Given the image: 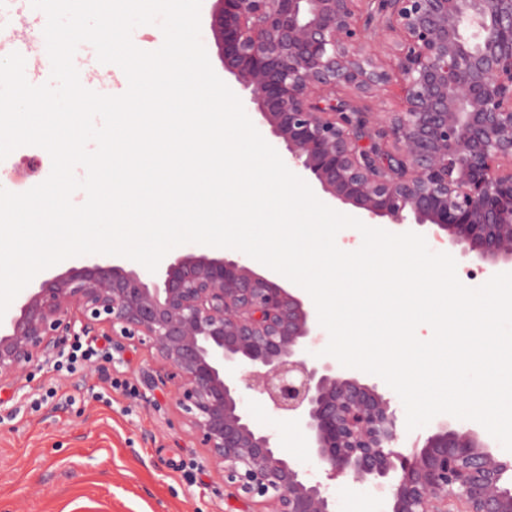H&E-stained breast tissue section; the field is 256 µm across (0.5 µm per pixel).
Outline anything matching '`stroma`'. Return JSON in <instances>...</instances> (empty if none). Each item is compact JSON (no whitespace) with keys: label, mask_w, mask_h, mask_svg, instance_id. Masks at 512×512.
I'll return each mask as SVG.
<instances>
[{"label":"stroma","mask_w":512,"mask_h":512,"mask_svg":"<svg viewBox=\"0 0 512 512\" xmlns=\"http://www.w3.org/2000/svg\"><path fill=\"white\" fill-rule=\"evenodd\" d=\"M51 168L43 148L19 147L0 161V187H34ZM161 370L154 351L129 345L72 373L33 368L22 391L0 393V512H244L170 397L146 388ZM244 401L279 443L296 441L300 468H315L307 435L253 394Z\"/></svg>","instance_id":"obj_1"}]
</instances>
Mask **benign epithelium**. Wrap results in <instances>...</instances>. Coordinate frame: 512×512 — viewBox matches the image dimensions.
I'll return each instance as SVG.
<instances>
[{"label":"benign epithelium","mask_w":512,"mask_h":512,"mask_svg":"<svg viewBox=\"0 0 512 512\" xmlns=\"http://www.w3.org/2000/svg\"><path fill=\"white\" fill-rule=\"evenodd\" d=\"M224 72L282 144L288 166L370 224L446 234L479 268L512 265V0H210ZM381 4L394 66L363 50ZM396 90L381 124L336 88ZM317 312L246 254L188 252L151 273L88 256L16 297L0 320V388L57 358L68 336L108 329L166 365L170 393L208 460L259 512H336L339 478L387 493L386 512H512V456L442 423L409 448L392 396L314 353ZM248 389L310 439L300 469L243 406Z\"/></svg>","instance_id":"obj_1"}]
</instances>
